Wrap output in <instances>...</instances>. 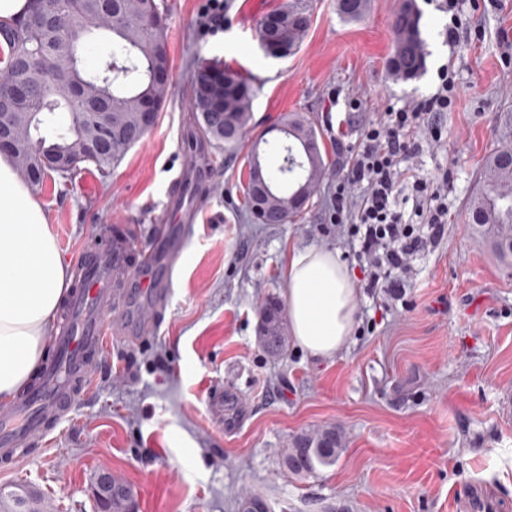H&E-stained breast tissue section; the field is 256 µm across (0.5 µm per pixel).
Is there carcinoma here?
Here are the masks:
<instances>
[{
	"mask_svg": "<svg viewBox=\"0 0 512 512\" xmlns=\"http://www.w3.org/2000/svg\"><path fill=\"white\" fill-rule=\"evenodd\" d=\"M369 0H336V11L346 22L360 20L368 10ZM165 6L160 0H82L76 15L61 26L51 23L32 29L25 21L12 26L0 25L7 43V53L0 55V78L24 74L36 89L28 111L42 122L61 105H71L75 96L94 99L106 90L112 97V155L76 154L71 158L70 173L90 165L107 174L125 153L139 141V110L152 100L163 105L168 83H159L154 75L169 73L170 60L165 51ZM311 25L309 0H284L261 22L259 35L275 30L282 54L289 57L303 44ZM104 29L112 32V72L94 77L72 64L74 49L82 45L86 33ZM395 45L388 69L397 80L418 76L424 62V41L420 32V15L415 0H400L395 20ZM51 44L54 52L50 64L42 68L18 67V57L26 48ZM255 90L238 73H222L202 66L192 86V107L201 118V130L210 139L232 148L238 144L249 123ZM283 124L292 129L288 142L260 139L262 152L285 153L288 163L276 174L263 171V178L278 193L276 200L255 209L252 197L256 180L249 174L246 196L252 218L257 224H285L303 213L310 199L327 175L319 136L314 123L303 114L292 113ZM81 134L80 123L53 131L51 138L41 130L28 133V148L40 157L36 178L38 186L51 167L59 150ZM488 188L475 196L469 205L471 227L484 239L507 269H512V139L505 138L486 161ZM259 346L270 357L288 353L287 308L278 297L268 294L259 303L257 327ZM346 445L343 431L327 426L305 431L292 437L282 458L283 465L294 475H310L319 466L336 463ZM26 512H41L40 499L25 488L0 489V512H18L19 501Z\"/></svg>",
	"mask_w": 512,
	"mask_h": 512,
	"instance_id": "cac0c4a2",
	"label": "carcinoma"
}]
</instances>
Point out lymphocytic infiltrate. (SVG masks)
I'll return each instance as SVG.
<instances>
[{
    "label": "lymphocytic infiltrate",
    "instance_id": "obj_1",
    "mask_svg": "<svg viewBox=\"0 0 512 512\" xmlns=\"http://www.w3.org/2000/svg\"><path fill=\"white\" fill-rule=\"evenodd\" d=\"M441 85L432 96L404 108L384 113L365 134L347 164L348 180L366 184L365 194L351 204L338 205L330 220L358 244L368 287L396 296L404 286L414 256L440 242L447 230L448 206L430 182L409 167L418 149L415 129L447 111V68H440ZM410 185L415 215L426 224V234L416 233L399 209L403 185Z\"/></svg>",
    "mask_w": 512,
    "mask_h": 512
}]
</instances>
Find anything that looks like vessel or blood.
<instances>
[{
    "label": "vessel or blood",
    "instance_id": "vessel-or-blood-1",
    "mask_svg": "<svg viewBox=\"0 0 512 512\" xmlns=\"http://www.w3.org/2000/svg\"><path fill=\"white\" fill-rule=\"evenodd\" d=\"M197 190V182L179 176L166 205L177 221L157 225L148 248L135 249L124 227L107 223L97 225L82 244L51 338L54 360L21 400L0 405L1 458L18 459L25 446L47 438L68 418L88 395L108 340L131 341L155 331L156 313L168 306L173 273L185 257L183 227L197 218ZM134 293L145 295L154 307L152 314L135 322L118 312L121 301Z\"/></svg>",
    "mask_w": 512,
    "mask_h": 512
}]
</instances>
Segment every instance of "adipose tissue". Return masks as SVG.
<instances>
[{"mask_svg":"<svg viewBox=\"0 0 512 512\" xmlns=\"http://www.w3.org/2000/svg\"><path fill=\"white\" fill-rule=\"evenodd\" d=\"M69 280L42 206L0 155V400L17 396L44 360V341ZM299 348L328 359L352 336L358 290L336 251L293 250L282 290Z\"/></svg>","mask_w":512,"mask_h":512,"instance_id":"1","label":"adipose tissue"}]
</instances>
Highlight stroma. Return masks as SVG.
Returning <instances> with one entry per match:
<instances>
[{"instance_id": "obj_1", "label": "stroma", "mask_w": 512, "mask_h": 512, "mask_svg": "<svg viewBox=\"0 0 512 512\" xmlns=\"http://www.w3.org/2000/svg\"><path fill=\"white\" fill-rule=\"evenodd\" d=\"M282 0H225L224 31L202 36L204 0H165L170 92L155 126L112 168L50 174L35 196L63 260L73 264L97 224L134 229L137 246L167 218L181 169L214 164L188 235L171 302L150 335L112 342L93 394L12 465L0 488L25 486L50 512H99L101 471L128 483L135 512H239L262 496L269 512H465L473 488L512 512V276L472 234L471 198L512 115V0H459L463 30L448 42L446 13L416 0L426 43L414 79H393V20L399 0H370L362 20L342 21L336 0H312L301 49L273 59L259 47L263 17ZM230 67L254 85L251 121L235 152L201 139L191 109L200 64ZM447 67L453 105L440 143L412 158L448 196L444 238L412 262L398 297L365 288L362 263L330 214L346 183L341 149H356L385 112L434 94ZM309 116L329 170L301 218L256 224L245 198L247 155L284 115ZM339 253L360 286L353 336L330 359L290 346L269 358L257 343L258 305L280 294L292 250ZM224 390V423L210 425L208 400ZM341 427L336 464L289 473L282 452L301 432Z\"/></svg>"}]
</instances>
